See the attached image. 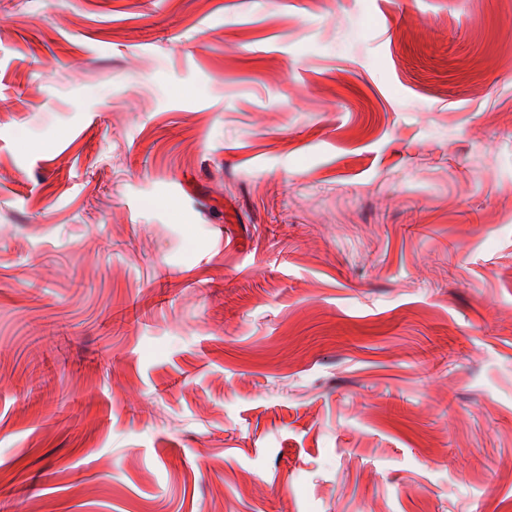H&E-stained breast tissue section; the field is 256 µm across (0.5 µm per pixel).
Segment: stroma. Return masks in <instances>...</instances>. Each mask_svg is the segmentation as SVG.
I'll return each mask as SVG.
<instances>
[{
  "mask_svg": "<svg viewBox=\"0 0 512 512\" xmlns=\"http://www.w3.org/2000/svg\"><path fill=\"white\" fill-rule=\"evenodd\" d=\"M0 512H512V0H0Z\"/></svg>",
  "mask_w": 512,
  "mask_h": 512,
  "instance_id": "obj_1",
  "label": "stroma"
}]
</instances>
